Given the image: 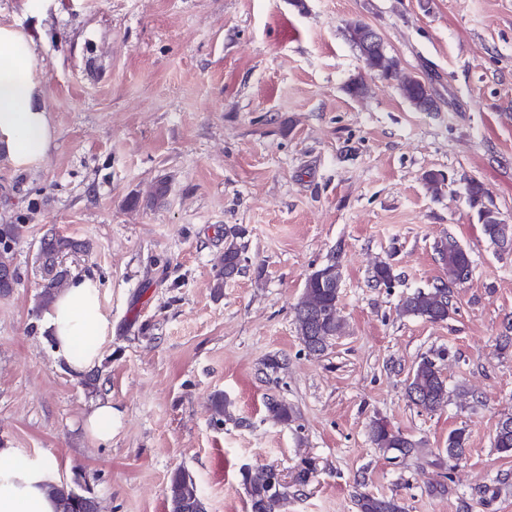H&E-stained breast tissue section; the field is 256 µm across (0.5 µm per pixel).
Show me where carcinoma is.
<instances>
[{
  "label": "carcinoma",
  "mask_w": 512,
  "mask_h": 512,
  "mask_svg": "<svg viewBox=\"0 0 512 512\" xmlns=\"http://www.w3.org/2000/svg\"><path fill=\"white\" fill-rule=\"evenodd\" d=\"M374 29L361 20H354L347 25L349 41L362 53L366 49L369 35ZM371 67L379 78L395 80L398 78L397 63L384 47L379 45L371 60ZM400 90L410 105L419 112L428 111L435 104L430 88L418 79L400 82ZM466 195L471 206L485 209V191L482 183L470 180ZM20 234L17 224L0 225V296L9 295L18 283V272L11 256V243ZM224 255L221 267L216 273L215 288L221 290L224 281L241 270L242 250L237 243L239 232H224ZM91 244L69 236L56 233L45 235L39 242L36 261L41 274V292L39 306L49 305L55 294L66 287L69 282L70 269L64 265L62 258L71 254L88 253ZM436 253L448 252V258H439L444 277L439 284L429 290L417 289L405 294L399 305L400 313L406 317H421L431 322L444 321L448 318L453 304V289L463 284L471 274L469 253L454 238L447 237L434 246ZM396 275L391 265L386 262L377 264L371 276V283L376 286H389ZM339 290L314 277L306 280L305 288L299 301L294 306L297 331L308 352L319 355L329 346L330 341L341 335L345 322L339 313L329 314L328 310L338 308ZM407 396L417 408L432 413L448 402V388L436 363L424 357L412 369L408 379ZM230 402L218 393L211 399V411L216 422H221L229 414ZM267 409L273 419L288 423L293 419V410L283 402H271ZM372 443L385 454L394 457L418 454L422 449L405 437L400 431L382 418L373 420L369 425ZM494 448L501 453H512V427H497L493 440ZM272 475L263 467L247 471L243 475L244 484L250 497L251 512H278L285 499V492L273 490ZM43 489L57 503V512H75L74 501L84 500L83 512H95L93 496L78 483L60 485L47 483ZM169 512H205L203 490L192 473L184 468L176 469L170 477L168 486ZM358 512H405L404 506L397 498L375 496L369 493L357 495Z\"/></svg>",
  "instance_id": "obj_1"
}]
</instances>
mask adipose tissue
Returning a JSON list of instances; mask_svg holds the SVG:
<instances>
[{"label":"adipose tissue","mask_w":512,"mask_h":512,"mask_svg":"<svg viewBox=\"0 0 512 512\" xmlns=\"http://www.w3.org/2000/svg\"><path fill=\"white\" fill-rule=\"evenodd\" d=\"M37 67L33 39L14 25H1L0 161L16 168L42 162L54 138L50 116L42 107ZM43 323L57 354L77 376L100 363L102 347L112 335L99 282L91 275L74 279L59 293ZM15 456V449L0 447V512H55L53 500L41 489L54 473L53 459L43 458L21 470L13 465Z\"/></svg>","instance_id":"obj_1"}]
</instances>
